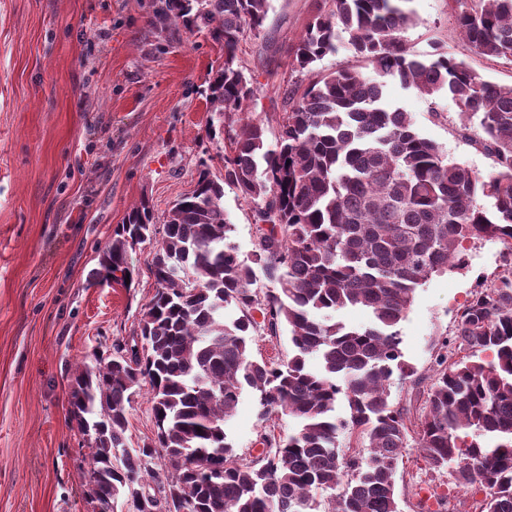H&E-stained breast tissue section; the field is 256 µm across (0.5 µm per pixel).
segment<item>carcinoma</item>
Listing matches in <instances>:
<instances>
[{
  "mask_svg": "<svg viewBox=\"0 0 512 512\" xmlns=\"http://www.w3.org/2000/svg\"><path fill=\"white\" fill-rule=\"evenodd\" d=\"M306 23L293 67L308 76L283 96L269 142L248 112L254 88L239 65L246 31L263 28L269 0H165L156 22L210 28L224 65L209 101L225 127L224 182L199 171L193 192L165 216L152 272L159 285L132 341L72 375L71 420L88 437V495L95 512H401L396 475L408 447L405 409L391 404L401 360L399 325L416 290L467 264L465 244L499 242L512 255V84L492 82L440 48L422 58L403 34L414 0H328ZM459 33L487 59L512 61V0H470ZM355 61L319 68L340 43ZM393 79L424 97L448 94L468 139L493 161L485 174L448 159L419 134L409 113L385 103ZM255 205L264 225L248 258L230 243L223 184ZM157 234L154 215L133 209L102 250L106 278L133 275L128 251ZM277 283L260 300L256 270ZM235 307L240 316L226 319ZM360 307L368 324L336 312ZM259 310L271 337L288 328V360L252 357L246 333ZM417 431L431 471L484 494L478 512H512V267L461 310ZM319 361L316 370L308 359ZM149 388L156 439L127 449L128 407ZM259 393V417L282 411L298 423L260 453L238 457L224 424L244 388ZM348 418H336L339 396ZM163 454L158 478L146 459Z\"/></svg>",
  "mask_w": 512,
  "mask_h": 512,
  "instance_id": "cac0c4a2",
  "label": "carcinoma"
}]
</instances>
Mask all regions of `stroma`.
<instances>
[{"mask_svg":"<svg viewBox=\"0 0 512 512\" xmlns=\"http://www.w3.org/2000/svg\"><path fill=\"white\" fill-rule=\"evenodd\" d=\"M319 0H271L262 30L246 32L239 59L253 79V112L275 132L286 87L306 83L289 50ZM162 0H0V512H92L88 441L68 419L69 377L95 365L118 339L136 334L157 283L154 244L129 252V286L93 278L99 255L130 210L148 201L156 224L193 191L201 168L224 176V131H210L208 85L224 63L209 30L155 23ZM404 40L424 55L442 45L489 80L512 82V63L472 52L456 29L458 0H415ZM391 107L449 159L478 173L492 160L461 129L447 94L425 98L389 82ZM231 242L251 255L259 236L254 205L225 186ZM501 246L480 241L468 266L418 288L400 324L412 376L393 377L390 401L418 421L443 341L479 284L502 269ZM259 394L244 388L225 423L240 457L259 435L295 430L288 415L260 420ZM127 445L156 437L146 390L128 409ZM435 488L436 512H474V492L449 471H429L419 448L403 451L397 475L402 512H421L417 489Z\"/></svg>","mask_w":512,"mask_h":512,"instance_id":"stroma-1","label":"stroma"}]
</instances>
